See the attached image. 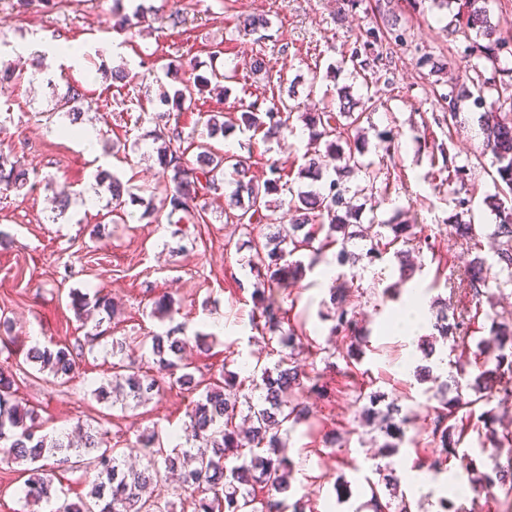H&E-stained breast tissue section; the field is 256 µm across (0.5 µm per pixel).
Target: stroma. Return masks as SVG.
Returning a JSON list of instances; mask_svg holds the SVG:
<instances>
[{
  "instance_id": "stroma-1",
  "label": "stroma",
  "mask_w": 512,
  "mask_h": 512,
  "mask_svg": "<svg viewBox=\"0 0 512 512\" xmlns=\"http://www.w3.org/2000/svg\"><path fill=\"white\" fill-rule=\"evenodd\" d=\"M153 18L134 33L115 30L113 0H55L50 6L19 7L17 0H0V60L11 64L17 77L0 83V154L29 174L21 191L0 193V312L13 322L12 352H26L36 342L75 344L86 328L69 306V290L99 292L116 304L114 322L103 330L115 336H139L138 352L151 348V332L184 324L187 335H199L187 352L192 366L211 367L213 373L244 378L250 361L262 348L252 337L249 316L253 307V279L240 267L236 244L244 242L242 229L226 223L224 206L230 193L222 188L211 198L207 221L190 224L160 215L141 217L160 176L151 140V117L161 111L162 90L179 86L183 66L193 61L197 72L232 69L224 96L202 94L193 112L178 122L184 133L199 127L203 112H239L254 100L264 103L287 98L294 112H318L335 107L340 88L367 99L371 122L365 125L364 160L388 169L387 185L375 197L355 194L353 207L362 223L407 217L430 232L449 263L438 267L428 251L413 252V274L402 279L392 255L354 268L359 292L354 300L358 320L369 335L359 359L372 390L397 400L416 417L413 432L421 447H428L434 417L433 379L439 371L433 359L418 357L416 371L396 369L403 344L386 329L389 317L404 301L412 285H419L429 315L433 302L452 297L465 304V295H450L448 279L457 277L475 254L492 257L495 216L487 202L495 189L490 175L478 166L475 155L481 142V111L497 108L512 98V53H503L505 73L496 75V88L482 106L465 102L458 124H449L443 93L470 85L477 58L464 54L465 44L454 34L449 20H438L436 8H419L413 0H143ZM393 13L405 32L397 45L382 38L386 13ZM181 24H172V14ZM265 15L270 27L263 33L244 34L239 23L247 15ZM378 33L379 58L366 69L354 70L348 56L354 44ZM62 40L81 46L83 55L73 62L63 55L43 58L20 56L21 45H42ZM265 67L254 70V60ZM445 61L435 70L430 60ZM127 66L137 72L131 84L113 81L111 71ZM79 83L92 101L82 117L100 144L98 159H90L76 138L62 134L67 120L55 110L58 94ZM383 130L395 134L394 149L377 137ZM453 140L457 165L468 169L465 183L429 180L431 141ZM309 140L303 123L282 142L249 141L231 130L213 138L217 150L249 153L252 175L263 177L269 166L297 174ZM116 174L139 197L132 210L139 218L130 224L112 222L111 195L95 189L98 171ZM97 192L98 200L84 206L83 197ZM68 194V210L58 212L54 200ZM470 201V210L458 214L457 199ZM475 224L477 240L459 238L455 219ZM389 297H382V290ZM168 296L177 310L174 321L152 317L154 302ZM283 306L307 321V329L320 346L342 352L346 341L329 336L320 311L328 297L320 270L308 271L299 281L275 289ZM110 348L98 345L84 353L80 374L60 383L31 365L16 368L20 403L37 412L45 431H69L78 421L96 420L122 444L135 443L146 430L161 435L180 432L192 399L179 387L162 386L138 408H121L99 401L94 389L112 376ZM333 390L328 399H308L311 425H300L286 439L284 454L295 471L294 496L306 497L314 512H362L369 490L364 481L375 463L373 431L359 422L353 393L336 372H326ZM350 431L347 448L322 447L324 433ZM348 482L351 494L338 498L334 485Z\"/></svg>"
}]
</instances>
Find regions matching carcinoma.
<instances>
[{
  "label": "carcinoma",
  "mask_w": 512,
  "mask_h": 512,
  "mask_svg": "<svg viewBox=\"0 0 512 512\" xmlns=\"http://www.w3.org/2000/svg\"><path fill=\"white\" fill-rule=\"evenodd\" d=\"M113 27L130 31L146 17L148 8L139 4L127 13L124 0H114ZM438 9L456 7L453 18L458 27L454 32L463 36L466 49L483 62V68L494 73L502 72L500 52L505 43L492 38L496 26L492 25L487 0H430ZM269 20L263 15L244 18L240 26L247 34L267 28ZM488 43L482 44L479 38ZM235 78V72L220 74L216 71L207 78L194 75L181 83L173 95L163 94L161 102L170 104L180 112L195 109L197 96L214 85L218 94L224 93L223 81ZM491 86L485 80L472 82V87L452 88L443 99L448 104V121L455 123L459 116L460 102L472 98L482 104L485 92ZM86 93L80 85H67L66 92L56 100V110L75 125L84 112ZM365 102L355 99L349 91L339 96V112H304L298 116L290 112L284 101L262 107L252 101L242 107L238 116H224L222 112L204 114L206 135H184L179 124H171V113L159 112L153 117L155 128L149 136L158 143L156 148L161 179L152 191L141 217L153 215L166 208L181 212L193 224H205L207 196L217 191L226 176L233 177L235 188L224 208L225 221L243 229L261 224L275 229L266 242L249 241L250 254L241 259V268L255 279L256 288L251 298L254 307L250 327L262 340L276 343L270 352L278 359L273 366L262 364L256 357L252 373L235 382L224 374H194L183 362V354L190 337L184 335L180 324L163 332H154L151 338L152 361L135 356L132 336L112 337V381L94 389L99 399L112 394H125L137 407L143 404L160 381L167 380L182 390L198 394L186 408L188 423L184 434L162 438L152 430L139 436V461L137 467L125 464L126 451L110 442L108 430L88 422L77 421L81 444L43 432L37 423L34 410L22 406L16 399L13 373L0 366V461L30 463L28 478L22 488L23 499L33 505L51 507L61 499L62 489L55 485V467L49 460L71 463V468L85 475L94 474V481L87 499L62 506L59 512H173L174 503L166 499L159 488L162 473L176 474L186 492L184 501L191 512H307L303 498L290 503L282 494L291 489L293 462L281 455L285 447L283 435L308 422L310 413L305 395L329 396L321 381V373L306 372L294 364V356L310 350L312 338L299 317H290L291 309L285 308L265 296L268 289L280 286L288 279L303 277L327 260V253L335 250L334 257L340 267H355L362 261L373 263L387 249L398 244L394 252L400 270L408 265L410 249L430 246L429 236H419L416 225L399 221L395 224H370L363 227L356 209L349 206L346 196L351 192L350 181L364 174L365 185L357 188L363 192L376 187L380 170L360 160L362 130L360 124L369 113H353ZM350 119L340 124L338 116ZM300 120L309 131V144L313 148L304 154L305 164L298 177L320 183L316 190L294 188V181L284 178V172L269 167V176L258 179L250 174V166L241 155L213 152L208 140L238 128L252 135H261V141H281L294 131V120ZM483 140L478 164L491 156L496 168L494 177L497 188L492 211L496 215L494 236L495 261L477 255L462 273L461 283L471 297L474 307L452 306L443 303L432 324L438 332L442 347L447 349L448 365L456 370L453 376L455 395L448 397V384L437 386L439 406L434 408L431 442L439 448L433 457L421 454L416 448L414 464L417 468L437 474L447 471L448 459L459 458L468 475V487L474 492L489 496L494 490L512 492V457L502 462L498 459L485 464L478 456L468 452L458 453L464 444L465 425L471 423L478 431L481 448L512 446V430L500 427L494 401L512 397V390L505 378L512 379V318H505L496 311H482V304L492 303V285H501L505 274L512 281V103L506 112L490 110L482 113ZM326 152L342 158L343 164L334 169V175L325 177L319 162L320 144ZM196 149V160L190 162L187 153ZM431 180L442 182L460 177L464 169L456 166L455 156L443 142L432 144ZM99 185H107L112 195V215L126 224L132 213L126 211V202H137L133 192H124L121 181L113 174L99 172ZM28 172L16 168L0 153V188L5 191L20 190L28 184ZM128 194L129 200L123 199ZM288 197L289 223H280L272 196ZM360 241L358 250L348 249V244ZM300 251L307 252L308 264L291 257ZM347 281L340 273L329 288V306L320 313L323 321L331 322L329 335L350 339L346 351V368L342 374L353 377L358 353L368 343V335L360 326L356 311L345 293ZM71 305L78 317L91 310L116 315L110 298L93 296L78 289L69 292ZM484 316L489 322L488 336L477 343L480 361L473 375L466 372L462 358L469 345L470 329L476 318ZM100 323L85 333L84 343L74 346L58 345L51 341L34 346L25 352L24 361L38 366V371L48 373L61 383L71 381L79 368V358L85 347L94 346L102 338ZM355 406L360 421L379 432L383 438L381 458L400 453L409 443L416 446L414 437L407 436L412 424L409 412L391 401L380 408L384 396L366 392L360 383L354 384ZM242 417L243 425L236 423ZM234 461H229V456ZM381 482L397 497L402 477L393 473L390 464L377 463L374 468Z\"/></svg>",
  "instance_id": "carcinoma-1"
}]
</instances>
